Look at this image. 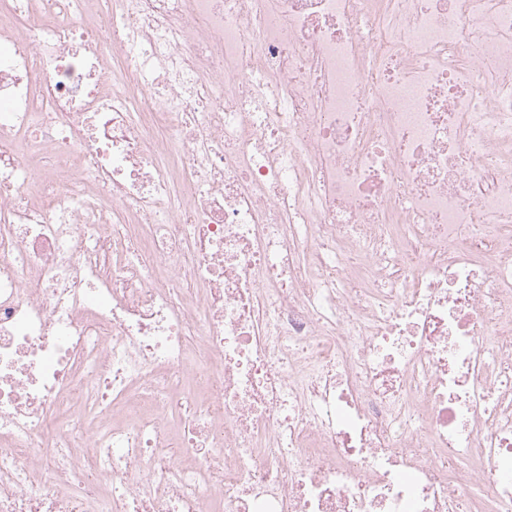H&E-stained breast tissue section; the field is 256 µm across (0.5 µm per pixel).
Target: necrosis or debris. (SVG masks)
<instances>
[{"label": "necrosis or debris", "mask_w": 512, "mask_h": 512, "mask_svg": "<svg viewBox=\"0 0 512 512\" xmlns=\"http://www.w3.org/2000/svg\"><path fill=\"white\" fill-rule=\"evenodd\" d=\"M0 512H512V0H0Z\"/></svg>", "instance_id": "4bbe7bcc"}]
</instances>
